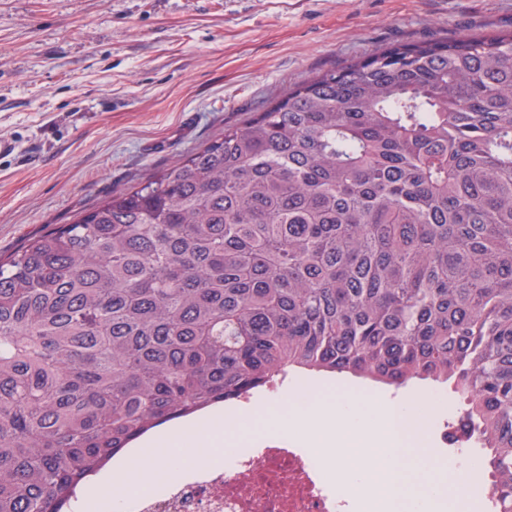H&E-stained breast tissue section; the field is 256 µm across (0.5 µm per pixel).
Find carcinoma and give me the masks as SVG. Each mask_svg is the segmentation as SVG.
Instances as JSON below:
<instances>
[{"instance_id": "1", "label": "carcinoma", "mask_w": 512, "mask_h": 512, "mask_svg": "<svg viewBox=\"0 0 512 512\" xmlns=\"http://www.w3.org/2000/svg\"><path fill=\"white\" fill-rule=\"evenodd\" d=\"M292 370L453 383L512 512V32L347 61L0 258V512Z\"/></svg>"}]
</instances>
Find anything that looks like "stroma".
I'll return each mask as SVG.
<instances>
[{
    "label": "stroma",
    "instance_id": "1",
    "mask_svg": "<svg viewBox=\"0 0 512 512\" xmlns=\"http://www.w3.org/2000/svg\"><path fill=\"white\" fill-rule=\"evenodd\" d=\"M512 31V0H0V255L399 43Z\"/></svg>",
    "mask_w": 512,
    "mask_h": 512
}]
</instances>
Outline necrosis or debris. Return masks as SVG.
Listing matches in <instances>:
<instances>
[{"instance_id":"1","label":"necrosis or debris","mask_w":512,"mask_h":512,"mask_svg":"<svg viewBox=\"0 0 512 512\" xmlns=\"http://www.w3.org/2000/svg\"><path fill=\"white\" fill-rule=\"evenodd\" d=\"M321 460L299 442L232 449L176 482L121 497V512H351Z\"/></svg>"}]
</instances>
